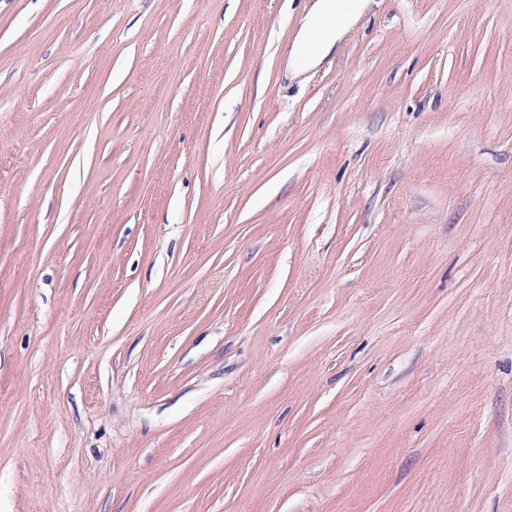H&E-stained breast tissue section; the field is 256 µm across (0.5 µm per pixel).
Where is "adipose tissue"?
Wrapping results in <instances>:
<instances>
[{
	"mask_svg": "<svg viewBox=\"0 0 512 512\" xmlns=\"http://www.w3.org/2000/svg\"><path fill=\"white\" fill-rule=\"evenodd\" d=\"M367 0L340 7L335 0H314L288 53V67L301 76L317 67L336 48L367 8Z\"/></svg>",
	"mask_w": 512,
	"mask_h": 512,
	"instance_id": "obj_1",
	"label": "adipose tissue"
}]
</instances>
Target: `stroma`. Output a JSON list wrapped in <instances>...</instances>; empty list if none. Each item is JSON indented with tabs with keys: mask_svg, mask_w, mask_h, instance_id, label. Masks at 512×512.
<instances>
[{
	"mask_svg": "<svg viewBox=\"0 0 512 512\" xmlns=\"http://www.w3.org/2000/svg\"><path fill=\"white\" fill-rule=\"evenodd\" d=\"M0 0V512H512V0ZM351 1L345 10L335 0L313 2L288 53V69L294 76L317 67L356 25L369 0Z\"/></svg>",
	"mask_w": 512,
	"mask_h": 512,
	"instance_id": "1",
	"label": "stroma"
}]
</instances>
